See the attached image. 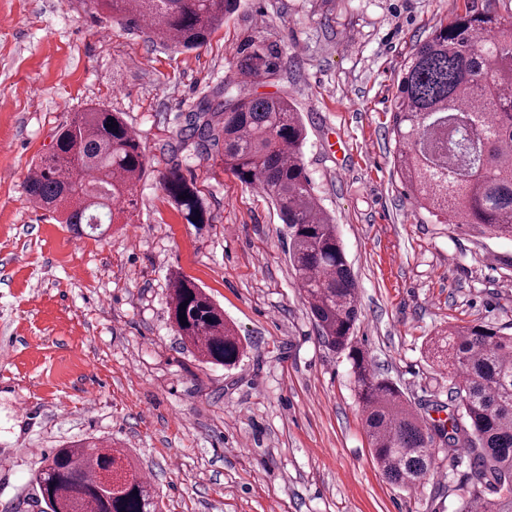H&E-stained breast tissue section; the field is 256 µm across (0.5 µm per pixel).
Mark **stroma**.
Returning a JSON list of instances; mask_svg holds the SVG:
<instances>
[{
  "mask_svg": "<svg viewBox=\"0 0 512 512\" xmlns=\"http://www.w3.org/2000/svg\"><path fill=\"white\" fill-rule=\"evenodd\" d=\"M472 0H239L180 51L79 0H0V512H39L30 477L88 435L124 449L165 512H455L468 469L437 450L415 490L389 482L345 355L321 343L275 207L180 146L183 115L222 89L254 36L285 66L252 91L290 100L303 162L356 280L357 345L430 420L451 326L512 329V240L419 209L394 167L398 78L416 42ZM124 113L151 165L126 224L70 232L26 200L56 131L92 104ZM177 168L210 215L187 223L160 184ZM224 309L246 353L203 364L168 317L173 275Z\"/></svg>",
  "mask_w": 512,
  "mask_h": 512,
  "instance_id": "stroma-1",
  "label": "stroma"
}]
</instances>
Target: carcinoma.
<instances>
[{
  "instance_id": "carcinoma-1",
  "label": "carcinoma",
  "mask_w": 512,
  "mask_h": 512,
  "mask_svg": "<svg viewBox=\"0 0 512 512\" xmlns=\"http://www.w3.org/2000/svg\"><path fill=\"white\" fill-rule=\"evenodd\" d=\"M112 20L144 26L174 48L204 44L237 0H91ZM280 47L263 39L240 50L224 91L185 116L180 144L254 186L287 228V251L329 350L346 354L364 425L379 469L406 488L425 483L435 443L448 456L463 449L469 484L456 512H512V335L474 324L448 327L434 355L454 379L448 416L428 422L355 344L356 284L334 219L320 206L303 162L301 115L285 98L257 96L251 86L283 69ZM395 165L417 205L448 224H481L512 239V11L475 5L440 22L416 43L397 85ZM149 161L118 112L97 104L56 134L48 155L25 182L27 200L83 226L112 224L115 202L134 206L133 188ZM165 192L190 224L205 223L196 192L179 175L161 176ZM168 308L182 343L202 362L231 367L244 355L224 309L194 281L170 280ZM187 318L181 324L179 315ZM42 512H158L162 501L124 451L95 437L57 448L32 473Z\"/></svg>"
}]
</instances>
